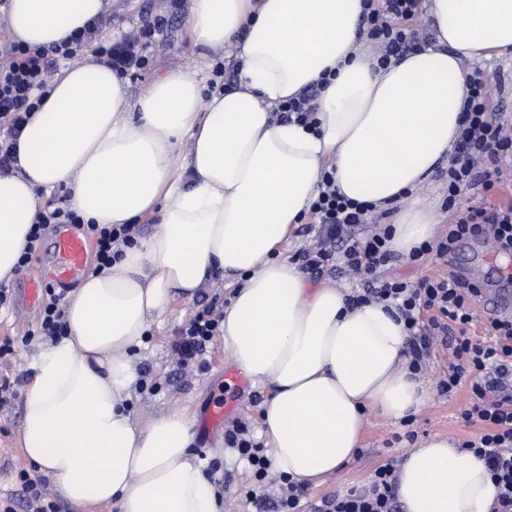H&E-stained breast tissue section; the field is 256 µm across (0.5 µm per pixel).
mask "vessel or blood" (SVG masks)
Returning <instances> with one entry per match:
<instances>
[{
	"label": "vessel or blood",
	"mask_w": 512,
	"mask_h": 512,
	"mask_svg": "<svg viewBox=\"0 0 512 512\" xmlns=\"http://www.w3.org/2000/svg\"><path fill=\"white\" fill-rule=\"evenodd\" d=\"M54 262L48 271L31 281L27 290L29 302H36L40 287L50 283L58 288H66L83 275L88 260L89 243L71 225L58 224L54 227ZM487 282L497 284L495 306L497 309L512 312V290L507 282L512 281L511 264H493L486 272Z\"/></svg>",
	"instance_id": "obj_1"
}]
</instances>
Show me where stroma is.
Segmentation results:
<instances>
[{"label":"stroma","mask_w":512,"mask_h":512,"mask_svg":"<svg viewBox=\"0 0 512 512\" xmlns=\"http://www.w3.org/2000/svg\"><path fill=\"white\" fill-rule=\"evenodd\" d=\"M189 5L190 0H112L109 33L117 37L131 30L142 32L150 59L147 72L131 80L132 95L144 93L159 75L172 68L194 70L206 85L211 82L216 64H223L227 72H236L235 51L203 49L194 46L187 38ZM472 69L484 82L496 88L494 111L512 119V55L482 60L473 64ZM52 235V229H45L41 247L27 276L14 277L9 284L12 307L9 312L0 313V340L22 335L38 318L37 309L25 306V279L37 276L42 267L49 265ZM233 295V288L226 282H215L194 300L174 302L161 322L152 323L134 361L137 391L132 416L136 422L174 411L186 412L200 420L214 401L223 399L237 405L236 421L249 427L257 443H264L261 406L268 399L271 387L254 381L248 393L242 395L225 383L224 368L231 365L232 360L224 349L221 336H214L209 344L203 356V369H183L172 355V344L181 326L206 308L214 315H221ZM48 347V342L38 341L0 357V377L9 376L15 391L13 397L0 402V500L19 495L20 486L13 476L14 469L25 468L31 477H42L41 471L30 465L24 454L20 430L24 394L34 374L33 366ZM425 384L431 389L428 402L419 414L413 416L411 424L369 415L357 455L319 486L307 487L303 504H314L323 498L366 486L378 466L390 458L403 457L409 450V443L401 439L406 429H415L421 442L434 436H446L458 443L475 437L477 428L464 426L457 420L467 391H459L450 397L441 396L432 389L433 379H426ZM196 443L200 460L207 463L216 459L222 464L220 471L212 473V480H221L226 471L232 475L231 484L222 489L224 512H252L253 506L245 497L253 485L252 472L244 461L225 447L223 429L198 428Z\"/></svg>","instance_id":"35a3bbf8"}]
</instances>
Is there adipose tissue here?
Instances as JSON below:
<instances>
[{
  "instance_id": "ef3b65f1",
  "label": "adipose tissue",
  "mask_w": 512,
  "mask_h": 512,
  "mask_svg": "<svg viewBox=\"0 0 512 512\" xmlns=\"http://www.w3.org/2000/svg\"><path fill=\"white\" fill-rule=\"evenodd\" d=\"M112 0H10L17 40L45 48L107 17ZM363 0H191L194 45L233 44L236 85L205 92L175 68L140 96L89 56L62 69L19 137V168L0 174V282H10L41 198L57 189L84 220L153 221L148 237L85 277L68 336L35 365L21 439L73 505L120 512H221L192 453L196 421L136 423L133 359L151 322L216 279L238 286L220 330L235 365L273 392L264 405L275 467L317 486L350 462L366 414L404 419L428 392L408 367L397 310L349 307L313 286L282 245L309 215L323 173L340 195L394 210L390 246L433 240L409 194L450 158L467 97L465 64L512 53V0H429L437 44L379 66ZM317 128L271 111L314 82ZM483 459L435 436L409 449L395 496L403 512H491Z\"/></svg>"
}]
</instances>
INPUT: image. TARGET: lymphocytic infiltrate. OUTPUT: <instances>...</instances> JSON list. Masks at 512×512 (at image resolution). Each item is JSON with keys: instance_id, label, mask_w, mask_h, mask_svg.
I'll return each instance as SVG.
<instances>
[{"instance_id": "obj_1", "label": "lymphocytic infiltrate", "mask_w": 512, "mask_h": 512, "mask_svg": "<svg viewBox=\"0 0 512 512\" xmlns=\"http://www.w3.org/2000/svg\"><path fill=\"white\" fill-rule=\"evenodd\" d=\"M422 12V0H363L362 24L367 38L382 46L381 64L418 48L419 32L411 25ZM102 22L93 20L52 49L33 48L14 41L0 21V173L14 170L16 138L31 115L37 112L52 72L62 63L81 60L85 51L105 59L107 65L126 74L144 70L149 63L139 33L131 32L114 40L104 35ZM494 90L482 80L469 85L463 117L454 145V154L442 177L448 183V204L456 207L460 196L471 201L449 224L446 235L436 242L413 248L409 260L424 265L448 259L455 244L465 237L493 233L503 248L512 249V205L489 201L488 191L508 184L512 169V122L492 112ZM310 214L319 226L316 246L302 251L297 259L304 270L321 275L325 265L340 257L347 274L358 278L363 288L351 296V305L385 303L395 306L408 333L410 368L424 373L432 351L448 352V369L438 374L435 387L443 395L466 388L468 397L459 410L464 426H479V437L463 441L465 451L485 458L497 488L493 512H512V318L493 317L492 337L481 340L469 336L475 319L474 308L482 290L462 275L438 273L410 282L385 276L384 270L396 260L389 248L391 226L373 205L358 203L337 194L331 174H324ZM51 224L83 225V218L64 206L46 204L32 225L16 270L26 272L43 232ZM95 259L104 268L132 245L135 230L130 224H93ZM65 291L45 287L39 321L20 341L0 343V356L13 353L15 345H31L34 336L54 338L68 333L63 310ZM218 327L210 310H202L178 333L174 349L182 360H196L205 354ZM253 470L259 485L278 479L280 493L253 496L257 512H298L304 494L301 485L287 475H273L271 462L261 454L243 425L224 434ZM396 464L378 466L368 487L327 497L314 505L313 512H395Z\"/></svg>"}]
</instances>
